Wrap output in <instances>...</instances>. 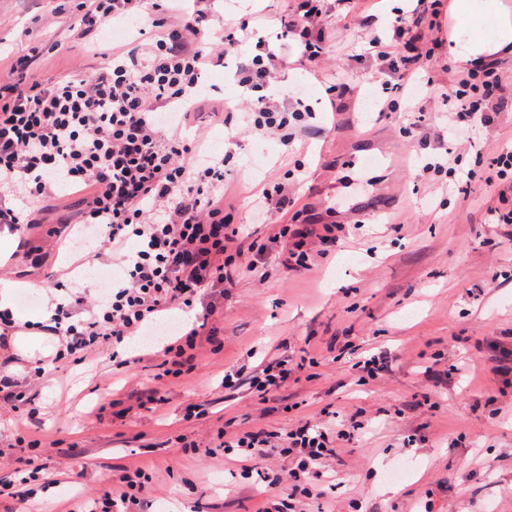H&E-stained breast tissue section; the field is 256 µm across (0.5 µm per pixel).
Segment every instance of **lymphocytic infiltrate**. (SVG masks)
<instances>
[{
    "instance_id": "obj_1",
    "label": "lymphocytic infiltrate",
    "mask_w": 512,
    "mask_h": 512,
    "mask_svg": "<svg viewBox=\"0 0 512 512\" xmlns=\"http://www.w3.org/2000/svg\"><path fill=\"white\" fill-rule=\"evenodd\" d=\"M178 0H83L81 21L93 33L107 21L129 18L153 33L150 43L105 53L106 65L87 77L29 80L32 60L17 59L11 82L0 85V190L35 202L49 197L52 185H92L82 222L100 233L98 259L120 267L123 280L103 285L97 298H50L51 317L42 332L57 337L56 360L79 362L144 336L157 326L159 313L179 308L194 315L191 326L163 345L159 354L165 378L191 374L196 350L214 342L204 328L214 304L200 305L204 288L232 284L246 256H263L262 238H239L233 209L224 204V158L205 154L203 136L189 139L161 119V105L192 110L202 101L205 66H220L228 51L253 43L240 58L234 79L240 90L241 119L248 134L293 141V131L312 119L300 90L289 92L290 106L266 89L278 70L295 65L313 71L322 54L317 26L324 0H293L287 18L248 15L229 19L222 35L205 30L203 10L173 20ZM445 0H418L396 17L387 37L367 40L366 53L384 76L375 100L379 113L399 109L402 100L424 97L440 103L448 126L462 136L495 125L503 103L498 61L474 67L451 84L438 82L429 68L441 45ZM290 40L296 58L277 54L270 40ZM487 183L498 188L493 213L512 224V151L492 154ZM283 265L292 271L311 266L315 245L334 246L333 235L313 236L308 227L281 224L273 235ZM315 359L278 356L245 373L224 370L225 390L248 391L264 399L285 389ZM361 425L339 422L330 408L296 419L285 428L258 425L224 430V456L242 479L253 476V462L271 460L274 493L258 512H307L321 498L327 466L339 448L352 444ZM150 471L123 468L100 494L78 501L80 512H143Z\"/></svg>"
}]
</instances>
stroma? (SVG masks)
I'll list each match as a JSON object with an SVG mask.
<instances>
[{"mask_svg":"<svg viewBox=\"0 0 512 512\" xmlns=\"http://www.w3.org/2000/svg\"><path fill=\"white\" fill-rule=\"evenodd\" d=\"M81 0H0V83L12 81V63L40 54L36 81L92 75L104 65L83 36ZM414 0H362L367 24L340 21L329 0L320 27L326 53L316 74L288 67L267 92L286 100L302 88L325 127L322 137H299L292 148L247 134L228 139L219 109L239 105L230 68L208 70L213 105L196 122L207 150L224 155L229 201L239 223L251 222L254 200L275 179L294 197V221L329 224L338 238L313 257L306 273L284 268L277 252L262 273L235 278L210 325L221 350L202 343L200 367L181 379L156 381L157 359L144 356L115 369L108 356L48 369L35 391L38 412L13 411L0 397V484L13 480L22 460L44 467L41 501L57 504L92 495L114 466L153 472L154 512H257L267 481L240 483L235 468L207 455L225 422L239 427L288 426L327 406L363 423L359 441L342 448L337 485L309 512L359 499L363 512H415L430 498L433 512H512V372L492 373L499 348L512 349V224L488 216L498 189L483 179L468 194L445 178L422 174L435 161L433 146L405 134L407 107L383 116L372 93L381 82L369 61H355L369 33L385 34L395 8ZM280 0H209L206 23L228 16L278 13ZM347 83L338 106L324 84ZM88 195L55 187L38 204V224L0 254V279L17 292L47 288L55 280L89 291L75 260L97 251L95 237L78 233L68 245L54 235L77 224ZM385 352L387 372L358 385L359 357ZM450 380L426 375L434 353ZM317 357L311 378H300L258 403L247 392L225 395L224 369H250L263 356ZM154 392V404L117 414L109 402ZM202 405L205 414L188 409ZM39 427L40 448L17 443L28 424ZM200 446L187 449V442Z\"/></svg>","mask_w":512,"mask_h":512,"instance_id":"35a3bbf8","label":"stroma"}]
</instances>
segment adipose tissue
I'll return each mask as SVG.
<instances>
[{"mask_svg": "<svg viewBox=\"0 0 512 512\" xmlns=\"http://www.w3.org/2000/svg\"><path fill=\"white\" fill-rule=\"evenodd\" d=\"M486 12L495 20L492 35H474L465 41L457 35L450 38L448 55L458 67L467 68L492 58L512 57V13L501 0H486Z\"/></svg>", "mask_w": 512, "mask_h": 512, "instance_id": "obj_1", "label": "adipose tissue"}]
</instances>
